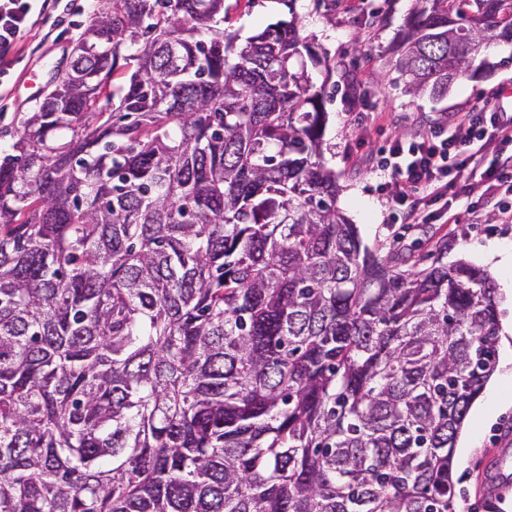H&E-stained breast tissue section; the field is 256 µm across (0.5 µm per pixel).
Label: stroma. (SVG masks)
Here are the masks:
<instances>
[{"label": "stroma", "mask_w": 512, "mask_h": 512, "mask_svg": "<svg viewBox=\"0 0 512 512\" xmlns=\"http://www.w3.org/2000/svg\"><path fill=\"white\" fill-rule=\"evenodd\" d=\"M66 10L40 21L12 50L16 62L0 74V151L13 142L19 117L32 111L47 94L50 82L64 68L73 47L108 0L88 8L85 0H64ZM233 29L249 36L268 24L287 19L296 10L304 36L327 57L332 76L327 83L328 122L323 159L340 187L338 205L357 224L364 244L378 255L395 245L414 247L417 255L435 254L446 246L445 262L468 261L495 281L504 275L482 252L484 246L512 245V223L502 224L486 210L479 224H392L384 195L372 189L369 160L380 148L407 138L434 118L468 108L494 87L512 88V45L486 50L484 72L459 76L446 95L413 93L390 62L391 47L412 7V0H377L374 10L346 11L343 0H253L247 7L226 0ZM499 407L491 419L468 415L464 430L471 446L455 455L456 490L478 512H489L493 498L482 492L481 466L512 441V375L496 369L487 384Z\"/></svg>", "instance_id": "obj_1"}]
</instances>
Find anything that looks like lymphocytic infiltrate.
I'll return each mask as SVG.
<instances>
[{"instance_id":"1","label":"lymphocytic infiltrate","mask_w":512,"mask_h":512,"mask_svg":"<svg viewBox=\"0 0 512 512\" xmlns=\"http://www.w3.org/2000/svg\"><path fill=\"white\" fill-rule=\"evenodd\" d=\"M61 0H0V68H10L11 49L37 25L38 15L58 11ZM377 191H389L394 221L448 224L482 221L485 202H495L502 222L512 221V110L503 91L455 113L443 125L381 152L370 169ZM472 183L477 199L461 196L458 182Z\"/></svg>"}]
</instances>
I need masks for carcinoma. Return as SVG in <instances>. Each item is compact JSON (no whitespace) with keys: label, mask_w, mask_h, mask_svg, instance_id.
Wrapping results in <instances>:
<instances>
[{"label":"carcinoma","mask_w":512,"mask_h":512,"mask_svg":"<svg viewBox=\"0 0 512 512\" xmlns=\"http://www.w3.org/2000/svg\"><path fill=\"white\" fill-rule=\"evenodd\" d=\"M291 18L110 0L0 153V512H459L498 288L385 257L337 207L324 64ZM512 0H414L442 97ZM232 5L229 11L231 30H238L242 38L247 37L268 24L288 20V2L278 0H255L250 7H235V0H226Z\"/></svg>","instance_id":"carcinoma-1"}]
</instances>
